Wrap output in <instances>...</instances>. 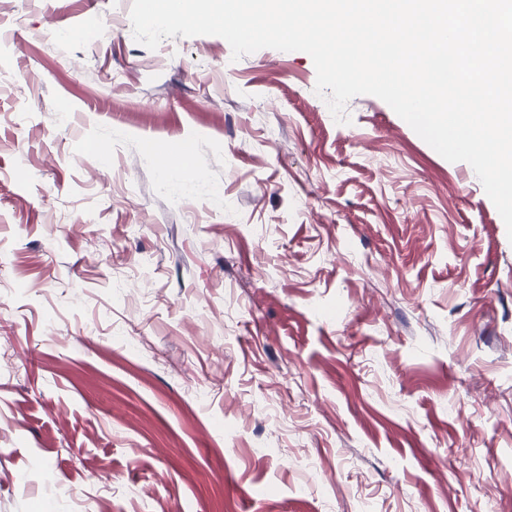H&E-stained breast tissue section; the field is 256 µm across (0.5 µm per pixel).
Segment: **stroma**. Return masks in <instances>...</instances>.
Segmentation results:
<instances>
[{
    "label": "stroma",
    "instance_id": "1",
    "mask_svg": "<svg viewBox=\"0 0 512 512\" xmlns=\"http://www.w3.org/2000/svg\"><path fill=\"white\" fill-rule=\"evenodd\" d=\"M131 4L0 0V512H512L472 167L301 51L77 38Z\"/></svg>",
    "mask_w": 512,
    "mask_h": 512
}]
</instances>
